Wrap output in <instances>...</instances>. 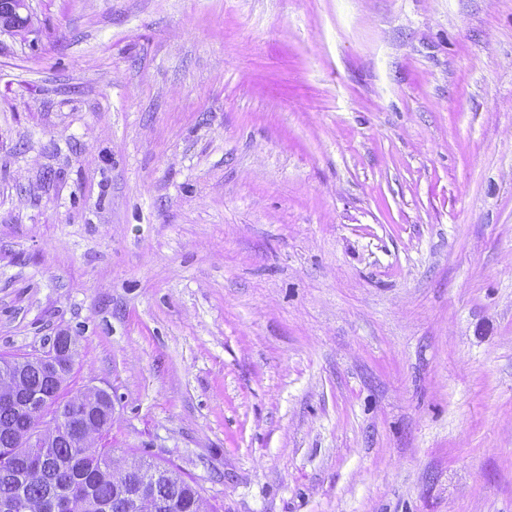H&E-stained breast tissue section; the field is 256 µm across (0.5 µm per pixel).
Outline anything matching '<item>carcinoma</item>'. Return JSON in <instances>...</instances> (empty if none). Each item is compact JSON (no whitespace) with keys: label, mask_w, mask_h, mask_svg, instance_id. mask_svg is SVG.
<instances>
[{"label":"carcinoma","mask_w":512,"mask_h":512,"mask_svg":"<svg viewBox=\"0 0 512 512\" xmlns=\"http://www.w3.org/2000/svg\"><path fill=\"white\" fill-rule=\"evenodd\" d=\"M20 374L0 372V502L20 512H129L127 493L142 490L137 512H213L172 469L131 460L112 466L110 406L94 388L70 397L62 386L71 369L26 361ZM24 390L57 403L43 421L17 412L10 396ZM48 453L30 443L31 432Z\"/></svg>","instance_id":"cac0c4a2"}]
</instances>
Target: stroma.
<instances>
[{
  "label": "stroma",
  "instance_id": "35a3bbf8",
  "mask_svg": "<svg viewBox=\"0 0 512 512\" xmlns=\"http://www.w3.org/2000/svg\"><path fill=\"white\" fill-rule=\"evenodd\" d=\"M0 358L215 512H512V0H29ZM55 345L62 351L70 352L72 362H74V341L71 336H57L54 339ZM52 344L47 351L42 354H36L35 356L29 357V360L40 361L41 363L49 364L50 366H56L57 363L62 360V356H69V353H62Z\"/></svg>",
  "mask_w": 512,
  "mask_h": 512
}]
</instances>
